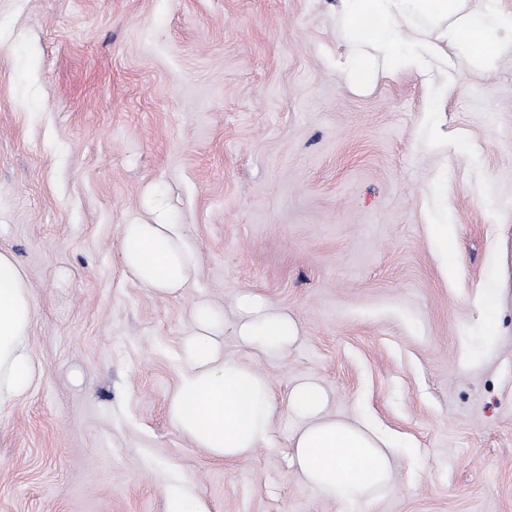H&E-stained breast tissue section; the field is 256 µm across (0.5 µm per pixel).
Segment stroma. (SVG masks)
Listing matches in <instances>:
<instances>
[{
	"label": "stroma",
	"instance_id": "1",
	"mask_svg": "<svg viewBox=\"0 0 512 512\" xmlns=\"http://www.w3.org/2000/svg\"><path fill=\"white\" fill-rule=\"evenodd\" d=\"M330 0H0V251L32 289L41 375L0 411V512H512V53L448 86L351 88ZM163 197L199 255L172 298L124 270L123 225ZM444 221L441 254L428 227ZM251 290L300 335L257 367L271 442L225 461L170 422L195 305ZM399 447L393 487L345 506L288 465V393ZM507 288H501L496 284H491L489 288H485L482 300V312L485 318L488 334L485 339L488 343L496 340L495 335V313L504 300ZM165 512H209L187 488H167Z\"/></svg>",
	"mask_w": 512,
	"mask_h": 512
}]
</instances>
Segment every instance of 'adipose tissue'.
<instances>
[{"mask_svg":"<svg viewBox=\"0 0 512 512\" xmlns=\"http://www.w3.org/2000/svg\"><path fill=\"white\" fill-rule=\"evenodd\" d=\"M495 0H336L340 35L349 48L340 69L353 87L370 85L374 72L417 75L431 84L447 76L450 58L477 71L492 70L512 51V15H496ZM120 251L126 273L159 297L176 296L199 271L184 225L156 202L147 223L125 225ZM235 320L199 304L182 346L183 373L167 412L172 425L212 456L234 460L266 446L276 407L267 378L225 356L224 332L258 353L291 346L297 324L261 296L240 293ZM34 319L31 287L14 260L0 252V410L10 407L39 375L29 344ZM328 395L316 381L296 383L287 409L301 426L292 436L290 463L322 496L357 504L385 495L396 468L392 438L365 417L326 413Z\"/></svg>","mask_w":512,"mask_h":512,"instance_id":"1","label":"adipose tissue"}]
</instances>
